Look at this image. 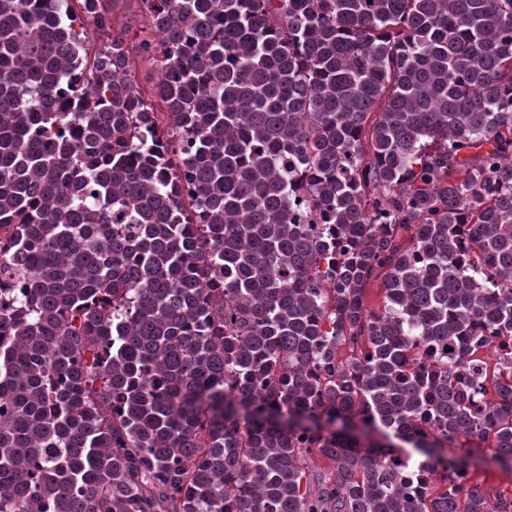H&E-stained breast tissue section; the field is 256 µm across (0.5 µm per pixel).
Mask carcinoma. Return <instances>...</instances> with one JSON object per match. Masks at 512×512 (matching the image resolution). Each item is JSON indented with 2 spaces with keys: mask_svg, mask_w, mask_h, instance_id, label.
I'll return each mask as SVG.
<instances>
[{
  "mask_svg": "<svg viewBox=\"0 0 512 512\" xmlns=\"http://www.w3.org/2000/svg\"><path fill=\"white\" fill-rule=\"evenodd\" d=\"M110 2L0 0V512H512V0ZM148 17L138 1H127L111 14L110 33L122 35L128 50L129 68L127 76L150 96L160 73L153 59L141 47L142 31L148 26ZM75 12L78 14L76 22V28L83 32L86 36V45L90 48V52L93 53L98 48L102 41H106V36L98 29L93 20L87 19L83 15H80L79 8L77 5H73ZM490 452L475 453L473 466L467 474L470 483H479L486 489L496 492L512 493V472L501 470L494 464H487L484 459ZM481 457V458H480Z\"/></svg>",
  "mask_w": 512,
  "mask_h": 512,
  "instance_id": "1",
  "label": "carcinoma"
}]
</instances>
